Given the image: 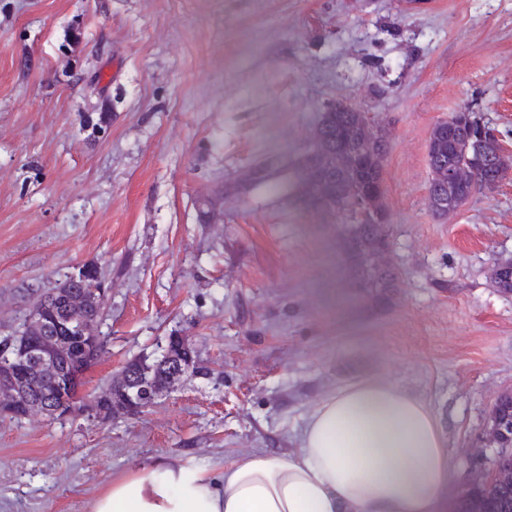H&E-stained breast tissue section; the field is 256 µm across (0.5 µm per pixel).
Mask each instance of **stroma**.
<instances>
[{
  "mask_svg": "<svg viewBox=\"0 0 512 512\" xmlns=\"http://www.w3.org/2000/svg\"><path fill=\"white\" fill-rule=\"evenodd\" d=\"M388 134L396 286L355 287L347 216L228 195L290 163L331 103ZM512 152V0H0V337L77 266H101L99 395L187 337L195 365L139 415L0 420V512H91L114 479L297 446L328 393L378 377L424 399L456 503L512 390V174L457 213L427 207L428 142L461 106Z\"/></svg>",
  "mask_w": 512,
  "mask_h": 512,
  "instance_id": "35a3bbf8",
  "label": "stroma"
}]
</instances>
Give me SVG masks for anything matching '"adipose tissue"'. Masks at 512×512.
<instances>
[{
	"label": "adipose tissue",
	"mask_w": 512,
	"mask_h": 512,
	"mask_svg": "<svg viewBox=\"0 0 512 512\" xmlns=\"http://www.w3.org/2000/svg\"><path fill=\"white\" fill-rule=\"evenodd\" d=\"M452 479L430 405L370 378L324 396L291 454L240 459L219 481L162 461L114 480L92 512H444Z\"/></svg>",
	"instance_id": "ef3b65f1"
}]
</instances>
